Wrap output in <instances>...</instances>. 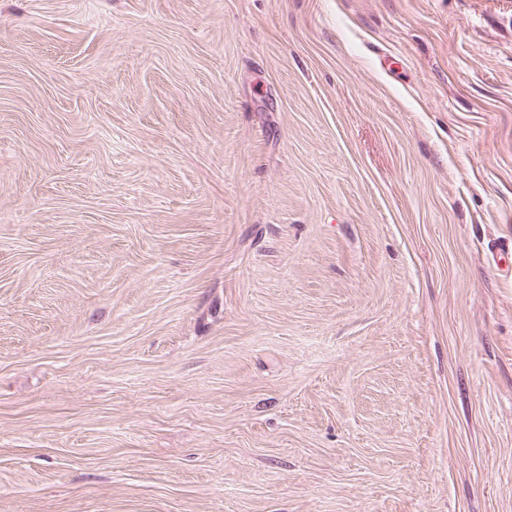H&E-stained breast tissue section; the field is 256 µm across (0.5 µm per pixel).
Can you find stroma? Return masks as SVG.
Masks as SVG:
<instances>
[{
	"label": "stroma",
	"mask_w": 512,
	"mask_h": 512,
	"mask_svg": "<svg viewBox=\"0 0 512 512\" xmlns=\"http://www.w3.org/2000/svg\"><path fill=\"white\" fill-rule=\"evenodd\" d=\"M512 0H0V512H512Z\"/></svg>",
	"instance_id": "1"
}]
</instances>
